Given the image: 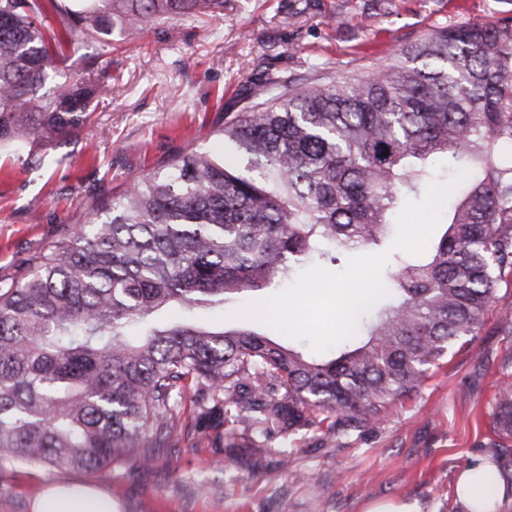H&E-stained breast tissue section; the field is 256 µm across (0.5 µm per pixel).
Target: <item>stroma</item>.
Masks as SVG:
<instances>
[{
	"instance_id": "obj_1",
	"label": "stroma",
	"mask_w": 512,
	"mask_h": 512,
	"mask_svg": "<svg viewBox=\"0 0 512 512\" xmlns=\"http://www.w3.org/2000/svg\"><path fill=\"white\" fill-rule=\"evenodd\" d=\"M512 22V0H224L223 14L183 19L131 39L113 33L88 53L112 60V93L95 99L92 126L49 147L40 172L0 155V278L84 224L132 176L165 169L192 148L218 145L225 119L252 99L255 83L306 63L363 75L439 27ZM500 288L475 339L453 344L423 385L390 406L375 432L278 437L266 448L182 446L167 463L132 466L104 480L76 472L48 477L20 466L0 512H33L48 484L108 492L113 512H367L410 501L419 512H464L459 474L501 442L493 417L512 335ZM204 483L214 492L189 494Z\"/></svg>"
}]
</instances>
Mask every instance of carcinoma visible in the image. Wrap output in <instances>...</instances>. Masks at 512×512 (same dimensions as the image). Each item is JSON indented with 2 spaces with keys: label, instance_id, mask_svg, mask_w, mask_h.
I'll return each mask as SVG.
<instances>
[{
  "label": "carcinoma",
  "instance_id": "cac0c4a2",
  "mask_svg": "<svg viewBox=\"0 0 512 512\" xmlns=\"http://www.w3.org/2000/svg\"><path fill=\"white\" fill-rule=\"evenodd\" d=\"M0 0V147H46L88 127L112 59L61 64L86 40L224 0ZM220 130L135 176L96 215L0 280V479L20 465L104 478L148 469L192 436L265 448L275 436L376 429L453 343L477 336L512 283V26L447 25L360 77L309 63L268 78ZM469 172L444 234L399 251L357 334L318 359L198 307L276 288L383 244L432 159ZM494 408L512 437V377ZM512 489V450L493 462Z\"/></svg>",
  "mask_w": 512,
  "mask_h": 512
}]
</instances>
